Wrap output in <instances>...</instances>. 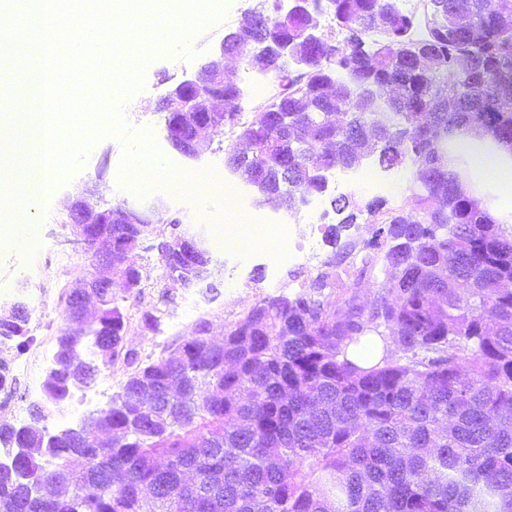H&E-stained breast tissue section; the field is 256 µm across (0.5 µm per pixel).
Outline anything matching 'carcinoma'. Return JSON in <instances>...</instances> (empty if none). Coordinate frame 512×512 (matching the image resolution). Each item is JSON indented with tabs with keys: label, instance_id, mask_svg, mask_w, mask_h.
Returning a JSON list of instances; mask_svg holds the SVG:
<instances>
[{
	"label": "carcinoma",
	"instance_id": "obj_1",
	"mask_svg": "<svg viewBox=\"0 0 512 512\" xmlns=\"http://www.w3.org/2000/svg\"><path fill=\"white\" fill-rule=\"evenodd\" d=\"M324 2L342 39L313 47L307 12L286 23L267 13L266 45L291 43L269 72L279 92L246 120L223 113L215 135L236 127L255 147L227 159L245 181L284 162L309 170L288 186L303 202L326 196L328 173L370 156L410 168L408 206L380 219L367 243L381 259L353 268L347 243L305 290L264 297L224 326L223 341L201 319L152 362L126 348L129 317L115 299L81 340L61 331L35 424L0 421V503L11 512H512V236L467 194L466 161L448 164L458 134L512 142V27L500 23L512 0H471L464 13L457 0H426L422 16L398 0ZM379 13L386 25L367 49ZM330 81L332 110L322 98ZM394 81L398 98L387 94ZM280 113L289 136L271 120ZM140 243L112 225L121 268ZM381 273L372 302L351 292ZM335 288L341 297L324 299ZM28 324L0 325V340L25 338ZM373 336L392 343L377 362L347 357ZM84 348L95 360H81ZM117 363L120 390L90 414L109 440L96 448L80 428L38 426ZM172 376L191 406L164 396ZM144 383L156 396L131 405ZM113 471L124 484L109 483ZM57 477L71 486L65 504L37 495Z\"/></svg>",
	"mask_w": 512,
	"mask_h": 512
}]
</instances>
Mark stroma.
Masks as SVG:
<instances>
[{
    "label": "stroma",
    "instance_id": "1",
    "mask_svg": "<svg viewBox=\"0 0 512 512\" xmlns=\"http://www.w3.org/2000/svg\"><path fill=\"white\" fill-rule=\"evenodd\" d=\"M226 10L225 19L189 38L187 44L192 58L185 59L179 54L182 45L170 41L155 49L153 64L143 70L139 79L131 82L124 100L125 114L135 130H151L155 144L163 157L165 167H174L187 173H199L209 169L227 174L225 159L228 154L245 150L244 142L236 135L215 137L199 159L188 160L171 149L164 138V115L157 103L166 89L182 80L201 64L212 46L242 24L245 15L264 7L266 0H220ZM225 76L238 86L243 96L239 106L244 112H252L264 104L276 91L273 80L260 79L243 61L236 56L225 59ZM92 145L84 161L76 166L58 172V185L47 190L36 206L35 219L39 225L37 238L27 244H17L13 239L12 226H0V304L12 298L17 292H24L33 310L28 340L25 345L6 341L0 343V361L14 363L34 358L42 347H55L56 338L64 326V298L70 286L85 279L90 271L88 256L79 249L66 245L67 198L79 192L85 181L99 179L100 192L104 199L117 203L127 201L150 206L156 200H163L168 217L181 221L182 231L202 234L215 260L224 258V239L214 236L209 216L212 211V195H194L189 190H171L161 185L151 187L145 196H138L141 184L127 179L121 173L124 149L119 138L112 134L92 135ZM333 196H346L351 211L358 217L353 226L341 236L342 242L364 246L373 236L374 225L368 224L363 210L376 194L361 184L355 183L352 173L336 175ZM301 214L305 223L318 225L314 241L321 256L332 253L325 230L338 224L340 215L331 209L327 201H320L318 207L295 201L291 206L280 207L278 216L289 217ZM172 228L159 224L149 241L148 248L137 250L133 255L136 264L143 266L149 278L143 281L140 296L125 295L122 289L113 294L122 300L130 317L131 325L126 336V345L135 350L142 359L158 360L164 357L170 344L177 338L188 335L199 319L212 324L214 338H222L224 327L234 322L261 298L282 292L293 293L303 289L311 274L303 272L300 278L283 279L279 287L269 286L267 281H255V263L246 259L235 285L218 284L216 289L197 284L187 288L166 289L163 266L157 245L169 238ZM168 295V302H161V295ZM162 307L163 314L155 330L141 327L139 319L145 310Z\"/></svg>",
    "mask_w": 512,
    "mask_h": 512
}]
</instances>
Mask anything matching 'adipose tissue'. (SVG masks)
<instances>
[{"instance_id":"1","label":"adipose tissue","mask_w":512,"mask_h":512,"mask_svg":"<svg viewBox=\"0 0 512 512\" xmlns=\"http://www.w3.org/2000/svg\"><path fill=\"white\" fill-rule=\"evenodd\" d=\"M455 155L467 161L478 192H490L488 212L494 220L512 215V145L488 134L461 136L453 142Z\"/></svg>"}]
</instances>
